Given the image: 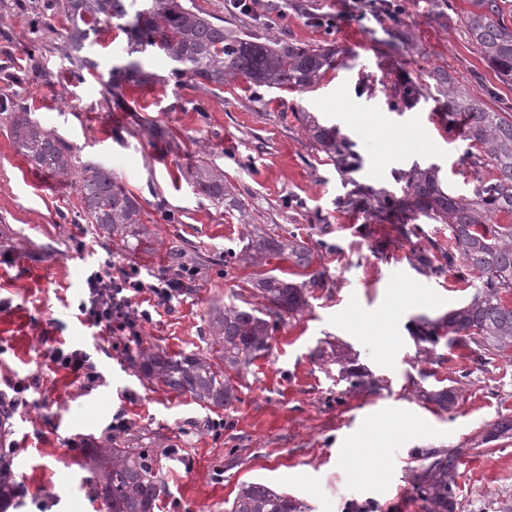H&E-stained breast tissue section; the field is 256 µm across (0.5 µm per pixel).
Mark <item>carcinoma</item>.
<instances>
[{
    "label": "carcinoma",
    "mask_w": 512,
    "mask_h": 512,
    "mask_svg": "<svg viewBox=\"0 0 512 512\" xmlns=\"http://www.w3.org/2000/svg\"><path fill=\"white\" fill-rule=\"evenodd\" d=\"M149 6L130 12L129 0H46V10L62 9L71 21L61 30L64 44L60 58L72 66L77 81L83 71L97 63L81 55L96 35L98 25L116 22L126 35L125 58L109 71L110 85H139L149 81L139 55L150 47L162 50L172 62L175 83L187 78L201 86H222L227 80L244 78L256 86L281 90H304L319 83L333 66L334 54L323 49L283 43L277 39L259 41L243 30L226 28L212 21L185 0H148ZM469 8L460 23L495 73L497 80L512 85V19H507L508 0H467ZM448 98V115L461 119L463 134L476 152L471 154L474 187L471 196L456 197L441 185L433 167L398 173L405 182L412 214H420L448 225L453 245L441 258L429 250L414 254L415 267L425 274H441L456 267L471 273L480 285L464 306L448 312L440 329L421 331L417 342L431 352L441 337L470 348L478 358L506 356L512 352V113L495 111L473 97L459 83L437 86ZM0 112L11 116V136L18 153L33 167L67 177L76 163L77 148L55 130L45 128L13 94L0 93ZM302 122L309 138L319 149L344 160L347 138L334 126H325L306 112ZM195 194L215 206L236 209L247 230L246 244L234 260L255 265L269 258L288 261L307 270L313 264L312 250L279 225L251 224L248 212L235 197L224 172L200 163L191 172ZM78 191L83 212L106 236L128 250L149 243L145 207L112 174V169L94 161L81 162ZM253 296L263 307L242 306L230 300L214 303L207 315L209 355L184 352L170 355L151 347H140L129 361L138 377L210 408L224 409L240 400L234 384L242 370L265 357L274 324L266 319L294 316L307 305L305 284L265 273L252 283ZM426 399L441 409L452 406L453 389L430 393ZM512 435V419L497 422L485 440ZM174 451L157 438L127 427L108 436L106 443L91 449L94 498L106 512H154L162 492L160 456ZM12 448H0V512L19 494L13 470ZM428 463L412 474V486L425 504V512H454V478L457 456L428 452ZM229 512H307L297 499L264 485H241Z\"/></svg>",
    "instance_id": "obj_1"
}]
</instances>
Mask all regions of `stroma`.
<instances>
[{
    "label": "stroma",
    "mask_w": 512,
    "mask_h": 512,
    "mask_svg": "<svg viewBox=\"0 0 512 512\" xmlns=\"http://www.w3.org/2000/svg\"><path fill=\"white\" fill-rule=\"evenodd\" d=\"M225 27L336 52L319 86L303 91L258 89L245 79L212 92L193 81L169 80V59L149 51V82L124 86L114 101L104 84L125 34L102 25L85 56L98 70L72 81L54 48L64 18L43 25L45 0L18 10L0 0V76L22 75L30 46H39L47 79L13 84L47 128L77 145L81 159L111 167L140 201L163 198L175 222L155 210L146 218L152 250L132 254L80 216L78 180L34 169L0 114V394L37 380L9 421L20 485L8 512H100L87 479L89 450L111 433L112 418L166 437L179 455L162 457L163 491L155 512H225L241 484L258 482L302 500L309 512H424L410 482L425 453L458 458L457 512H512V437L484 441L489 425L512 418V360L481 361L467 350L439 344L423 354L415 340L421 319L442 322L474 289L450 271L423 275L413 251L451 244L447 225L417 217L419 236L398 234L394 220L375 218L368 195H402L398 171L438 166L446 189L470 195V143L448 121L438 78L450 75L492 108L512 107V85L497 81L471 44L458 16L464 0H399L396 19H379L380 0H262L259 13L225 9L224 0H194ZM406 33L393 48L395 33ZM418 85L411 108L399 87ZM310 112L339 127L357 154L340 172L315 149L296 116ZM410 132V147L392 145L395 129ZM374 140L377 155L363 147ZM223 170L255 223L294 231L314 252L308 304L278 322L266 357L238 380L239 400L212 412L190 398L141 381L128 362L137 346L170 354L207 350L211 302L249 299L251 282L286 262L225 263L241 249L245 228L235 212L195 195L187 169L198 161ZM357 194V207L340 199ZM110 255L116 269L140 275L165 270L179 245L196 269L192 290L159 307L139 341L96 334L79 317L78 287L90 262L79 242ZM332 344L364 384L350 389L317 349ZM86 350L101 381L93 390L51 361L55 347ZM452 388L449 410L422 398ZM224 428L207 430L212 419ZM386 481L370 476L375 466Z\"/></svg>",
    "instance_id": "stroma-1"
}]
</instances>
